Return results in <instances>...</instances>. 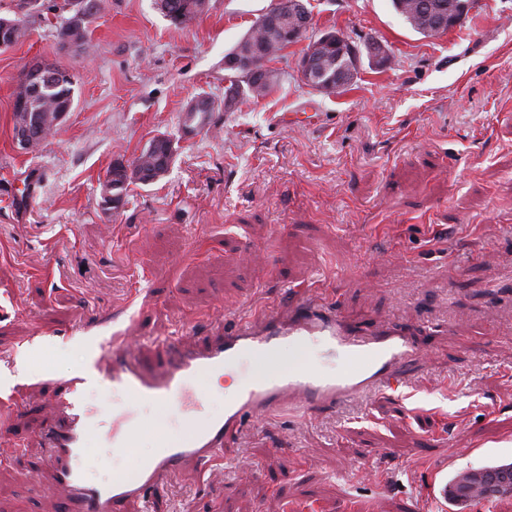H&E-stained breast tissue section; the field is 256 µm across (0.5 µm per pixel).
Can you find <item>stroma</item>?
<instances>
[{
	"mask_svg": "<svg viewBox=\"0 0 512 512\" xmlns=\"http://www.w3.org/2000/svg\"><path fill=\"white\" fill-rule=\"evenodd\" d=\"M97 4L87 52L60 44L50 14L0 51V441L22 438L0 449V512L62 496L38 431L96 340L201 333L296 288L357 326H409L407 387L254 419L211 474L173 473L155 512H452L433 481L512 462V0H479L432 38L391 0H306L316 30L382 41L391 66L362 64L327 96L300 79V39L274 61L273 92L186 139L185 105L223 100L224 56L270 0H213L180 27L155 0ZM35 60L78 83L65 123L22 154L13 98ZM309 107L312 124L291 123ZM160 134L178 140L166 176L107 209L112 164ZM34 348L31 378L6 383ZM152 451L147 435L134 457L93 438L86 465L103 478Z\"/></svg>",
	"mask_w": 512,
	"mask_h": 512,
	"instance_id": "35a3bbf8",
	"label": "stroma"
}]
</instances>
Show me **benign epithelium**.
<instances>
[{
    "label": "benign epithelium",
    "instance_id": "1",
    "mask_svg": "<svg viewBox=\"0 0 512 512\" xmlns=\"http://www.w3.org/2000/svg\"><path fill=\"white\" fill-rule=\"evenodd\" d=\"M472 8V0H454V7L448 8L445 0H423L421 9L433 15L432 25L425 33L432 36L448 32L457 26ZM266 13L270 16L280 15L291 21L285 37L294 39L312 29L313 17L305 0H271ZM326 46L336 48L335 64L327 66L323 62L322 51ZM370 62L379 67H387L392 54L385 44L371 40L365 45ZM360 50L343 34L337 31H326L311 40L309 48L299 62L301 80L308 87L326 94H334L336 90L351 85L360 67ZM226 67H238L245 73V79L253 82L259 74L265 73V67L256 59H245L239 56L224 61ZM58 77V70L51 64L33 62L20 75L17 92L25 98L31 89L49 91ZM216 108V102L208 96H198L187 104L186 125L181 129L182 136L196 134L200 126L193 125L197 114L202 110ZM44 140L43 128H35L28 122L20 120L13 127V142L22 153L36 151ZM175 139L169 136H157L142 150L144 157L135 163H118L102 182V196H111L112 187L120 183H139L144 180H156L160 171H147L146 161L158 155L172 158L175 155ZM473 480L471 489L488 488L494 494L503 497L512 496V474L508 472L492 473L483 468L467 471Z\"/></svg>",
    "mask_w": 512,
    "mask_h": 512
}]
</instances>
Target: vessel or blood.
<instances>
[{
	"label": "vessel or blood",
	"mask_w": 512,
	"mask_h": 512,
	"mask_svg": "<svg viewBox=\"0 0 512 512\" xmlns=\"http://www.w3.org/2000/svg\"><path fill=\"white\" fill-rule=\"evenodd\" d=\"M314 341L345 361L359 363V370L325 375L309 364L292 361L276 375H260L241 389L225 406L223 416L208 414L206 399L194 385L196 378L223 370L226 362L245 354L270 355L285 343ZM148 347L163 355L158 368L143 362ZM417 353L403 327L354 329L337 308L306 293L294 295L282 310L257 319L226 321L217 333L190 342L165 339L148 346L124 334L101 340L88 370L57 386V413L40 433L51 453L54 481L66 491L57 512H126L129 502L151 501L174 471L189 464L198 470L211 464L217 451L227 447L251 419L287 406L303 413L332 408L372 390L405 387L401 368ZM94 382L122 390L135 400L151 401L156 408L177 411L196 426L181 437L159 432L156 454L143 460L133 477L90 481L81 467V452L98 413L84 402L82 392ZM139 425L126 414L110 416L107 446L130 448Z\"/></svg>",
	"instance_id": "vessel-or-blood-1"
}]
</instances>
